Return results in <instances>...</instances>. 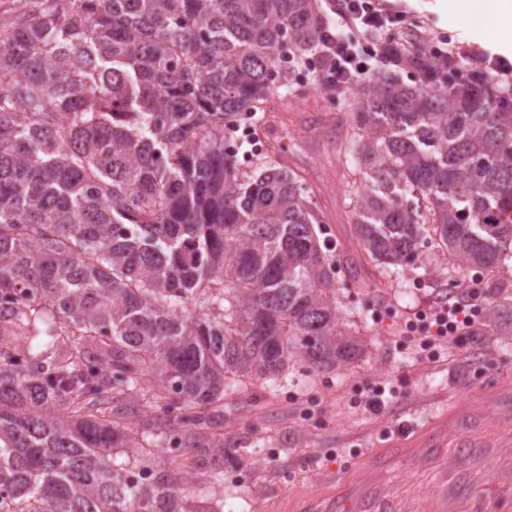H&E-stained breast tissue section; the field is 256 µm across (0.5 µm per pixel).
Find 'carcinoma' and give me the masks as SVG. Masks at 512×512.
<instances>
[{
  "label": "carcinoma",
  "mask_w": 512,
  "mask_h": 512,
  "mask_svg": "<svg viewBox=\"0 0 512 512\" xmlns=\"http://www.w3.org/2000/svg\"><path fill=\"white\" fill-rule=\"evenodd\" d=\"M321 0H30L0 18V512H210L193 474L237 377L361 353L302 176L240 171L226 133L278 61L316 58ZM347 133L366 257L512 262V96L391 42ZM418 80L408 83L399 72ZM176 442L187 462L156 469Z\"/></svg>",
  "instance_id": "carcinoma-1"
}]
</instances>
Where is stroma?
<instances>
[{"mask_svg":"<svg viewBox=\"0 0 512 512\" xmlns=\"http://www.w3.org/2000/svg\"><path fill=\"white\" fill-rule=\"evenodd\" d=\"M400 27L415 35L429 30L431 47L443 51L458 44L459 60L472 68L483 49L512 61L511 42L450 11L446 0H415ZM361 93L358 86L340 91L328 110L315 72L303 69L298 84L278 87L253 117L263 152L240 148L243 171L256 169L264 153L303 177L334 256L355 266L336 305L362 352L327 372L295 358L280 384L246 377L225 393L224 437L246 438L248 447L238 464L197 475L209 512H296L309 498L333 504L340 471L354 491L371 495L365 512H383L379 492L394 512H512V312L493 330L476 324L462 349L417 354L412 323L418 311L446 300L448 257L429 242L420 268L391 278L360 253L352 201L365 181L345 145L351 103ZM462 276L482 317L495 293L512 289V271L473 268ZM379 385L392 392L388 408L365 410L364 390ZM465 436L472 445L462 456ZM371 448L407 455L370 471L363 462Z\"/></svg>","mask_w":512,"mask_h":512,"instance_id":"35a3bbf8","label":"stroma"}]
</instances>
